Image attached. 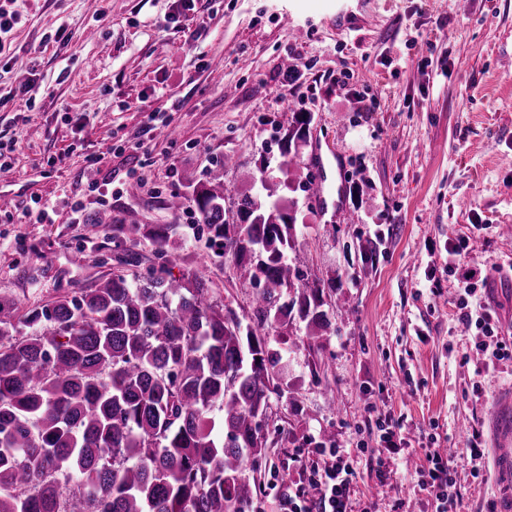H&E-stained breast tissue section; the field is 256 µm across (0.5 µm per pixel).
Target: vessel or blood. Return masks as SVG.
<instances>
[{"label": "vessel or blood", "instance_id": "obj_1", "mask_svg": "<svg viewBox=\"0 0 512 512\" xmlns=\"http://www.w3.org/2000/svg\"><path fill=\"white\" fill-rule=\"evenodd\" d=\"M492 470L504 495L499 512H512V391L500 393L489 418Z\"/></svg>", "mask_w": 512, "mask_h": 512}]
</instances>
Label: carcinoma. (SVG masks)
<instances>
[{
	"label": "carcinoma",
	"instance_id": "cac0c4a2",
	"mask_svg": "<svg viewBox=\"0 0 512 512\" xmlns=\"http://www.w3.org/2000/svg\"><path fill=\"white\" fill-rule=\"evenodd\" d=\"M307 119L282 139L293 160ZM191 203L212 243L254 268L262 283L258 324L329 329L323 293L336 279L303 278L288 262L293 205L266 194L234 201L226 216L224 167L197 180ZM161 247L169 224H130ZM144 274L128 248L117 270L80 294H61L20 317L0 303V512H245L252 498L245 461L265 454L260 424L281 390L268 336L216 302L195 270L173 260ZM301 287H295V283ZM293 291L281 301L283 289ZM224 433L214 434L213 411Z\"/></svg>",
	"mask_w": 512,
	"mask_h": 512
}]
</instances>
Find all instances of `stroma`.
<instances>
[{"label":"stroma","instance_id":"35a3bbf8","mask_svg":"<svg viewBox=\"0 0 512 512\" xmlns=\"http://www.w3.org/2000/svg\"><path fill=\"white\" fill-rule=\"evenodd\" d=\"M17 21L0 50V303L26 308L111 273L116 224H169L177 267L208 278L213 298L254 323L259 286L219 255L186 176L225 166L230 197L261 179L296 209L289 261L335 278L331 331L279 337L285 392L271 396L251 512H281L283 486L307 488L320 444L358 453L360 512H435L426 456L449 449L458 512H490L498 493L487 448L492 399L512 360H482L455 305L448 244L478 246L460 273L488 279L486 306L512 343V0H0ZM31 83L30 94L19 87ZM307 113L299 164L281 140ZM176 136L151 131L152 122ZM342 187L341 215L304 184L316 154ZM142 182L138 194L127 186ZM82 206L73 219V203ZM374 261L363 262L364 251ZM87 257L70 265V253ZM399 419L389 454L375 420Z\"/></svg>","mask_w":512,"mask_h":512}]
</instances>
